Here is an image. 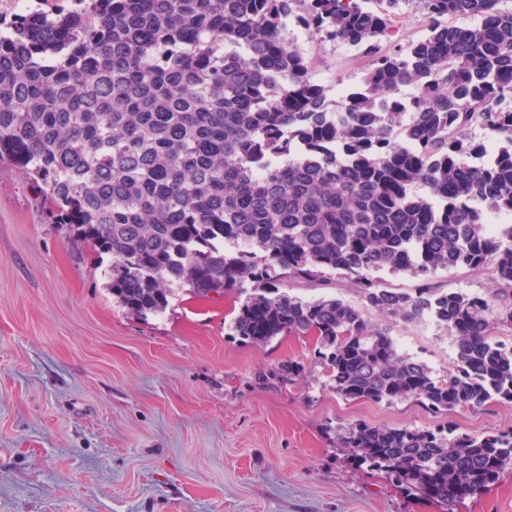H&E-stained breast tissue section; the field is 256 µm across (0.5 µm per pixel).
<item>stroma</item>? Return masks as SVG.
Masks as SVG:
<instances>
[{
  "label": "stroma",
  "instance_id": "1",
  "mask_svg": "<svg viewBox=\"0 0 512 512\" xmlns=\"http://www.w3.org/2000/svg\"><path fill=\"white\" fill-rule=\"evenodd\" d=\"M315 80L358 81L364 51L307 40ZM111 255L74 246L18 161L0 162V512H443L339 447L337 425L434 428L421 404L346 400L313 336L256 346L233 336L244 297L176 289L166 310L129 315ZM487 295L492 266L438 271ZM310 301H360L354 280L289 281ZM386 322L400 352L446 374L454 338L427 317ZM300 367L292 381L277 373ZM460 431L512 429V402L454 415ZM456 512H512V467Z\"/></svg>",
  "mask_w": 512,
  "mask_h": 512
}]
</instances>
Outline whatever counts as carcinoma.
I'll list each match as a JSON object with an SVG mask.
<instances>
[{
	"mask_svg": "<svg viewBox=\"0 0 512 512\" xmlns=\"http://www.w3.org/2000/svg\"><path fill=\"white\" fill-rule=\"evenodd\" d=\"M424 38L382 49L400 0H35L0 12V157L19 159L55 223L112 254L109 289L130 313L243 291L231 322L252 344L317 337L336 394L436 415L512 402V8L503 0H417ZM448 15L475 25L448 26ZM366 44L365 89L336 104L310 75L288 23ZM416 90L404 111L390 104ZM480 123L486 144L465 134ZM492 264L491 295L448 291L439 269ZM420 280L412 293L372 273ZM328 273L363 305L305 301L283 287ZM431 317L455 337L437 376L399 353L363 310ZM343 448L408 494L454 512L512 465V430L336 427Z\"/></svg>",
	"mask_w": 512,
	"mask_h": 512,
	"instance_id": "cac0c4a2",
	"label": "carcinoma"
}]
</instances>
